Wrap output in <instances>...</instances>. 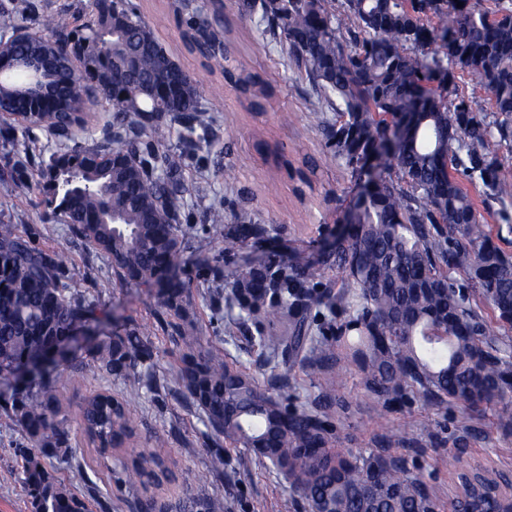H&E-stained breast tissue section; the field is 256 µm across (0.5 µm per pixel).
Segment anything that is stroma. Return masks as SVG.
Listing matches in <instances>:
<instances>
[{"mask_svg":"<svg viewBox=\"0 0 512 512\" xmlns=\"http://www.w3.org/2000/svg\"><path fill=\"white\" fill-rule=\"evenodd\" d=\"M135 2L146 19L166 16L165 25L155 33L187 72L202 78L201 91L213 111L206 141L182 171L187 185L201 189L182 224L179 276L189 286L188 320L202 336L222 344L228 359L253 375L261 389L275 395L307 405L319 403L327 376L342 372L338 404L320 408L334 427V447L355 452L383 446L389 454L418 460L430 473L427 483L443 512H450L454 460L512 468V433L499 428L494 408L467 419L459 411L441 412L420 400L393 404L387 416L407 432L409 443L403 448L384 445L375 420L382 408L366 390L356 366L339 370L331 365L321 371L305 362H291L284 354L268 356L253 342L255 317L226 301L233 274L274 258L291 264L311 261L324 282L336 280L335 271L321 263L324 245L333 240L364 181L331 158L313 116L308 87L285 65L279 47L262 38L255 20L240 16L236 0H224V42L240 69L265 84L266 95L257 108L221 74L206 73L201 59L185 48L173 0ZM214 201L223 202L228 210L246 208L257 214V223L236 252H225L220 237H213L206 254L196 250L200 239L212 237L200 216ZM38 202L34 190L0 184V221L16 225L38 248L67 253L62 283L76 299L108 311L111 319L103 334L147 330L152 352L136 370L153 373L159 383L157 390L135 396L122 376L67 385L64 397L72 409L101 389L117 397L131 396L136 438L132 447L102 456L87 437L74 433L72 455L47 460L48 471L75 491L111 502V512H135L134 503L146 498L168 512H181L183 506L218 493L224 497V512H301L297 490L245 449L215 436L204 413L170 384L177 347L159 323L164 310L158 286L121 283L105 254L88 249L69 225L44 220ZM11 393V387L0 384V512H33L21 483V460L15 455L29 441L7 414ZM135 447L162 461L168 476L159 485L145 488L128 478L122 464ZM218 449L224 453L223 472L199 481V473Z\"/></svg>","mask_w":512,"mask_h":512,"instance_id":"35a3bbf8","label":"stroma"}]
</instances>
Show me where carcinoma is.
Segmentation results:
<instances>
[{"label":"carcinoma","instance_id":"obj_1","mask_svg":"<svg viewBox=\"0 0 512 512\" xmlns=\"http://www.w3.org/2000/svg\"><path fill=\"white\" fill-rule=\"evenodd\" d=\"M240 0L239 11L258 16L260 33L279 44L289 67L311 89L317 125L326 147L354 175L372 150L381 168L357 200L348 223L352 232L336 241L325 264L341 275L336 300L306 289L318 287L310 263L268 264L262 272L235 275L231 295L254 301L247 289L273 288L265 303L274 321L295 311L291 336H263L276 352L289 342L291 354L319 344L322 358L361 363L364 385L384 402L425 399L438 408L470 415L497 408V421L512 430V257L494 242L464 181L477 179L483 203L512 201V178L504 174L503 149L512 148V2L496 0ZM92 24L70 26L67 14L49 22V35L12 41L29 74L0 80L3 130H41L53 144L35 171L18 159L0 169V181L34 186L43 217L70 225L86 245L116 262L127 284L162 283L165 267L177 260L188 189L181 179L185 158L205 130L199 81L185 71L155 35L151 23L124 0H90ZM17 7L0 5V36L22 27ZM446 61L450 80L466 72L491 96V110L469 99H450L432 88L433 67ZM171 84L168 96L150 88ZM101 93L102 136L89 125L85 97ZM38 94L45 109L27 116L24 103ZM335 113L329 120L325 113ZM415 122L395 136L400 118ZM176 122L177 144L156 139L159 125ZM80 133H72L74 127ZM118 216L119 230L105 220ZM244 231L255 223L247 209L224 214L214 202L202 214L214 234H224V251L240 237L223 233L226 220ZM65 253L31 244L13 224L0 222V379L43 354L58 339L84 330L104 313L79 301L60 283ZM161 303L186 351L177 359L172 383L184 389L205 414L212 431L257 459L272 444L288 463L298 492L329 506L330 512H419L416 489L422 466L389 462L379 451H332L326 422L298 406L276 420L279 398L224 359V348L184 321L187 285L176 279L160 288ZM314 315L300 311L301 306ZM349 318L324 327L336 309ZM149 355L145 333L108 336L86 359L72 365L74 378L100 372L126 373ZM64 379L47 369L33 375L10 398L11 420L32 448L17 449L23 483L34 512H92L89 500L58 483L43 464L65 457L78 424L100 453L116 437L132 434L125 403L108 392L83 399L77 420L61 403ZM378 429L388 444L402 446L405 433L385 413ZM137 476L156 478L158 458L139 452L131 459Z\"/></svg>","mask_w":512,"mask_h":512}]
</instances>
